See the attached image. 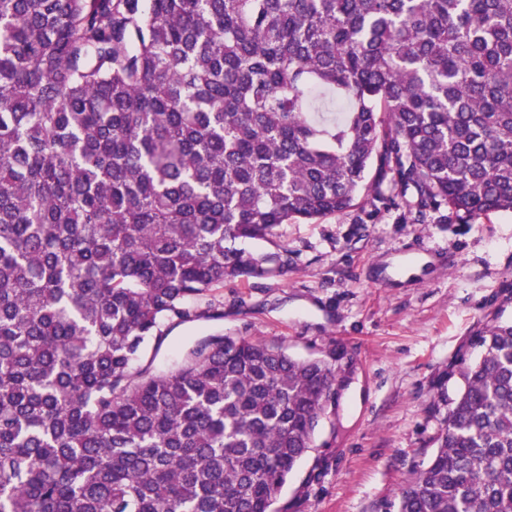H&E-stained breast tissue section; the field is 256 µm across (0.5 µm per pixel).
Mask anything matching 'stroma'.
I'll use <instances>...</instances> for the list:
<instances>
[{"label":"stroma","mask_w":512,"mask_h":512,"mask_svg":"<svg viewBox=\"0 0 512 512\" xmlns=\"http://www.w3.org/2000/svg\"><path fill=\"white\" fill-rule=\"evenodd\" d=\"M397 193L385 180L346 213L236 241L255 255L287 250V270L204 293L201 304H219L223 317L172 326L157 357L164 366L221 332L297 357L336 348L351 358L335 416L282 492L288 512H387L435 449L448 412L442 372L477 356L471 340L486 324L512 320V212L467 223L445 207L419 215L390 204Z\"/></svg>","instance_id":"35a3bbf8"}]
</instances>
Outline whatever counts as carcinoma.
<instances>
[{
	"instance_id": "cac0c4a2",
	"label": "carcinoma",
	"mask_w": 512,
	"mask_h": 512,
	"mask_svg": "<svg viewBox=\"0 0 512 512\" xmlns=\"http://www.w3.org/2000/svg\"><path fill=\"white\" fill-rule=\"evenodd\" d=\"M387 174L512 211V0H0V512H282L344 354L191 302ZM460 357L396 512H512V321Z\"/></svg>"
}]
</instances>
